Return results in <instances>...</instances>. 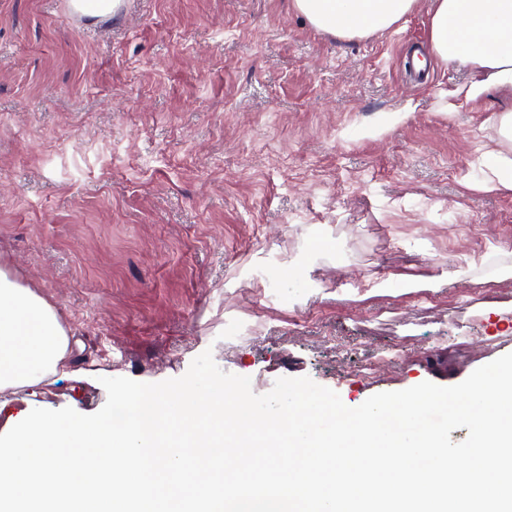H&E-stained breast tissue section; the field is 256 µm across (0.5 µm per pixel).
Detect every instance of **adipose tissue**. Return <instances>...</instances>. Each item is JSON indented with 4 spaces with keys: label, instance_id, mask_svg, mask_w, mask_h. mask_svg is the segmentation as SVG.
<instances>
[{
    "label": "adipose tissue",
    "instance_id": "adipose-tissue-1",
    "mask_svg": "<svg viewBox=\"0 0 512 512\" xmlns=\"http://www.w3.org/2000/svg\"><path fill=\"white\" fill-rule=\"evenodd\" d=\"M415 0H293L294 9L315 29L356 38L391 28ZM431 39L437 55L451 65L474 67L480 79L469 90H512V0H435ZM500 150L479 163L486 189L512 192V113L496 125ZM69 337L57 309L38 292L0 270V392L34 389L68 374Z\"/></svg>",
    "mask_w": 512,
    "mask_h": 512
}]
</instances>
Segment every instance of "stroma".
Segmentation results:
<instances>
[{
	"mask_svg": "<svg viewBox=\"0 0 512 512\" xmlns=\"http://www.w3.org/2000/svg\"><path fill=\"white\" fill-rule=\"evenodd\" d=\"M432 7L346 39L292 0H125L90 32L0 0V269L73 343L70 378L0 394V432L207 350L256 394L306 376L349 407L512 353V193L477 167L512 94L468 99Z\"/></svg>",
	"mask_w": 512,
	"mask_h": 512,
	"instance_id": "35a3bbf8",
	"label": "stroma"
}]
</instances>
